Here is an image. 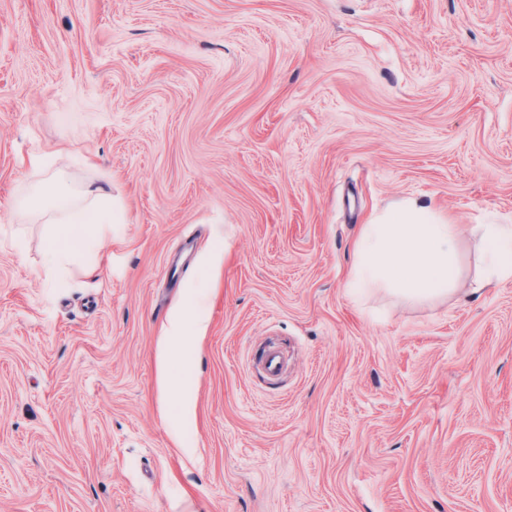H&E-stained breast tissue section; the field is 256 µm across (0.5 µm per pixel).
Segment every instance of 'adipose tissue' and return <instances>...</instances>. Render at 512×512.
Listing matches in <instances>:
<instances>
[{
  "mask_svg": "<svg viewBox=\"0 0 512 512\" xmlns=\"http://www.w3.org/2000/svg\"><path fill=\"white\" fill-rule=\"evenodd\" d=\"M30 168L42 176L30 212L50 225L43 269L55 278L73 265L96 261L124 210L111 194L64 186L48 161L31 156ZM478 237L479 269L468 276L463 248ZM353 263L346 288L355 299L378 290L407 302L432 305L451 297H476L486 288L512 281V224H462L435 205L415 198L398 200L362 224L352 245ZM204 324L203 299L191 290L170 322L159 352V376L165 393L176 395L189 411L193 384L188 369L196 350L193 338Z\"/></svg>",
  "mask_w": 512,
  "mask_h": 512,
  "instance_id": "ef3b65f1",
  "label": "adipose tissue"
}]
</instances>
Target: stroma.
Returning <instances> with one entry per match:
<instances>
[{
	"label": "stroma",
	"instance_id": "stroma-1",
	"mask_svg": "<svg viewBox=\"0 0 512 512\" xmlns=\"http://www.w3.org/2000/svg\"><path fill=\"white\" fill-rule=\"evenodd\" d=\"M34 154L125 207L60 288ZM403 197L512 224V0H0V512H512V282L345 288ZM204 324L203 299L198 289H192L181 303L170 322V326L159 352V376L167 394H175L181 410L187 414L193 398V384L188 369L196 350L192 338H199Z\"/></svg>",
	"mask_w": 512,
	"mask_h": 512
}]
</instances>
